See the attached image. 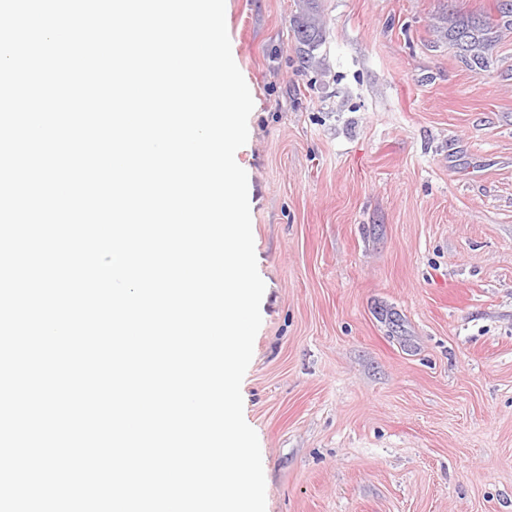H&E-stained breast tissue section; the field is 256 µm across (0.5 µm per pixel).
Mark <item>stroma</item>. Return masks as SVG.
Segmentation results:
<instances>
[{"label": "stroma", "instance_id": "35a3bbf8", "mask_svg": "<svg viewBox=\"0 0 512 512\" xmlns=\"http://www.w3.org/2000/svg\"><path fill=\"white\" fill-rule=\"evenodd\" d=\"M318 3L310 52L297 0H225L266 512H512V0Z\"/></svg>", "mask_w": 512, "mask_h": 512}]
</instances>
